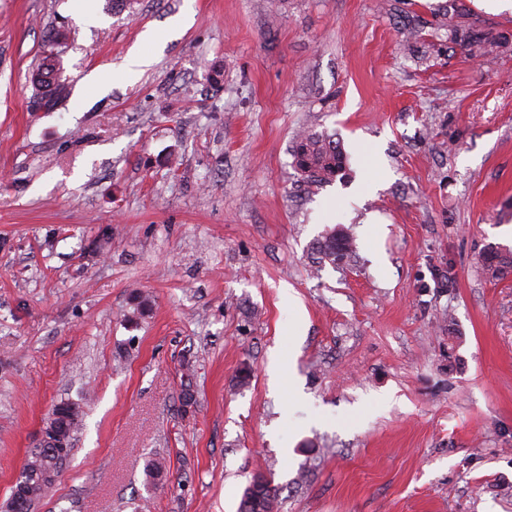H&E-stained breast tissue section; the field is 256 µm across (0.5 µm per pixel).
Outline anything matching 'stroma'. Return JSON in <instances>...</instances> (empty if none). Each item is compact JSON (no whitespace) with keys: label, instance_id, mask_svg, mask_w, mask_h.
Here are the masks:
<instances>
[{"label":"stroma","instance_id":"obj_1","mask_svg":"<svg viewBox=\"0 0 512 512\" xmlns=\"http://www.w3.org/2000/svg\"><path fill=\"white\" fill-rule=\"evenodd\" d=\"M93 4L0 0V512L64 400L82 424L34 512H237L258 471L278 512H512V277L478 264L512 246V11ZM307 130L347 182L301 180ZM337 225L355 252L317 265ZM448 38L469 51L485 48V38L480 32L468 26L456 24L454 21L448 23ZM66 39L64 31H57L55 35L47 41L43 47L41 58L37 66V82L47 91L51 92L56 88L59 82L60 73L62 68V60L47 54L58 44ZM152 44L153 38L151 34H144L137 51L132 54L125 66V73H136L139 67L149 64L153 57L149 49Z\"/></svg>","mask_w":512,"mask_h":512}]
</instances>
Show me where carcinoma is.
<instances>
[{
	"label": "carcinoma",
	"instance_id": "carcinoma-1",
	"mask_svg": "<svg viewBox=\"0 0 512 512\" xmlns=\"http://www.w3.org/2000/svg\"><path fill=\"white\" fill-rule=\"evenodd\" d=\"M448 38L472 51L485 48L483 35L465 25L453 21L448 23ZM66 39V33L58 31L43 47L37 66V82L47 91L56 88L62 70V60L49 52ZM293 166L307 181L314 185L347 179L346 157L336 137L324 131H307L297 138L293 149ZM349 258L352 243L341 228L328 229L312 243L318 263L336 265L339 250ZM484 273L492 279H503L512 274V247L501 244L487 246L479 256ZM45 459L39 448L31 450L20 471L17 485L24 498L22 512H33L34 506L45 497L50 484L42 478ZM277 491L261 474L255 475L246 487L240 502L239 512H274Z\"/></svg>",
	"mask_w": 512,
	"mask_h": 512
}]
</instances>
